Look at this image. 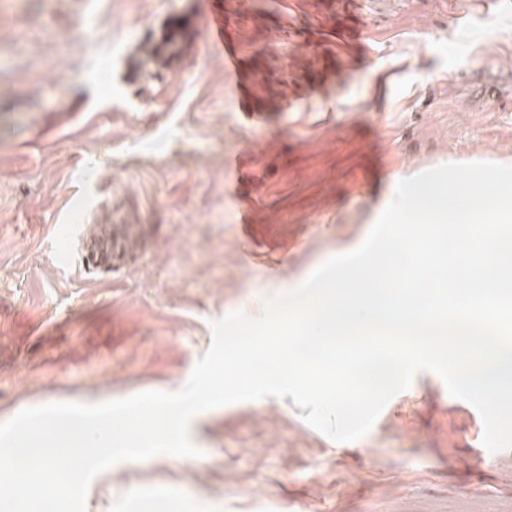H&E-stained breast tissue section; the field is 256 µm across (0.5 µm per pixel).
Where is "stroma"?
<instances>
[{"instance_id": "obj_1", "label": "stroma", "mask_w": 512, "mask_h": 512, "mask_svg": "<svg viewBox=\"0 0 512 512\" xmlns=\"http://www.w3.org/2000/svg\"><path fill=\"white\" fill-rule=\"evenodd\" d=\"M210 2L0 0V423L172 391L213 320L358 248L400 177L512 158V9L247 0L235 71ZM267 75L284 93L245 123ZM116 237L123 259L84 270ZM483 432L427 370L356 440L368 461L292 398L232 403L194 424L201 457L114 465L86 512H512V447L469 488ZM215 2L213 17L208 26V37L212 44L219 46L224 53V67L235 68L238 53L235 44L224 41V6H231V1L213 0Z\"/></svg>"}]
</instances>
